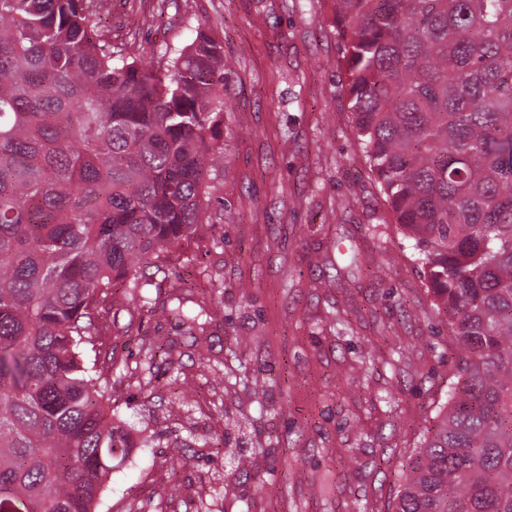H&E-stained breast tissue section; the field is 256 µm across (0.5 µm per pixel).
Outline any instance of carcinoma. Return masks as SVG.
I'll return each mask as SVG.
<instances>
[{
  "mask_svg": "<svg viewBox=\"0 0 512 512\" xmlns=\"http://www.w3.org/2000/svg\"><path fill=\"white\" fill-rule=\"evenodd\" d=\"M353 129L448 325L394 512H512V0H329ZM102 0H0V512H98L132 448L95 318L201 224L224 122L202 27L144 68ZM170 312L191 346L211 313Z\"/></svg>",
  "mask_w": 512,
  "mask_h": 512,
  "instance_id": "obj_1",
  "label": "carcinoma"
}]
</instances>
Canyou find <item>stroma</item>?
<instances>
[{"label": "stroma", "instance_id": "1", "mask_svg": "<svg viewBox=\"0 0 512 512\" xmlns=\"http://www.w3.org/2000/svg\"><path fill=\"white\" fill-rule=\"evenodd\" d=\"M106 17L143 67L201 26L231 68L198 233L99 318L135 425L100 512H393L455 348L354 135L325 0H107ZM176 290L212 312L208 362L164 305Z\"/></svg>", "mask_w": 512, "mask_h": 512}]
</instances>
